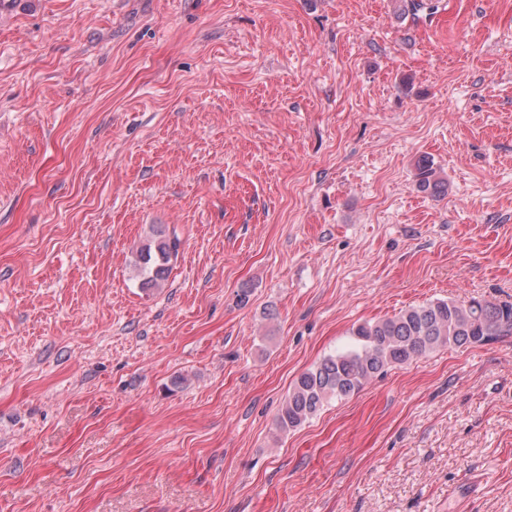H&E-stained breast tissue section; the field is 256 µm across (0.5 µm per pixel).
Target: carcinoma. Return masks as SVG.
Masks as SVG:
<instances>
[{
	"label": "carcinoma",
	"instance_id": "carcinoma-1",
	"mask_svg": "<svg viewBox=\"0 0 512 512\" xmlns=\"http://www.w3.org/2000/svg\"><path fill=\"white\" fill-rule=\"evenodd\" d=\"M417 187L440 193L444 182L430 161L416 166ZM181 240L165 228L137 250L136 263L143 289L157 288L179 254ZM512 334V302L492 303L473 299L466 306L436 300L409 307L398 314L363 322L352 329L349 348L324 357L302 372L278 409L276 426L288 431L315 416L329 400L345 399L395 365L440 347L461 348L488 344Z\"/></svg>",
	"mask_w": 512,
	"mask_h": 512
}]
</instances>
